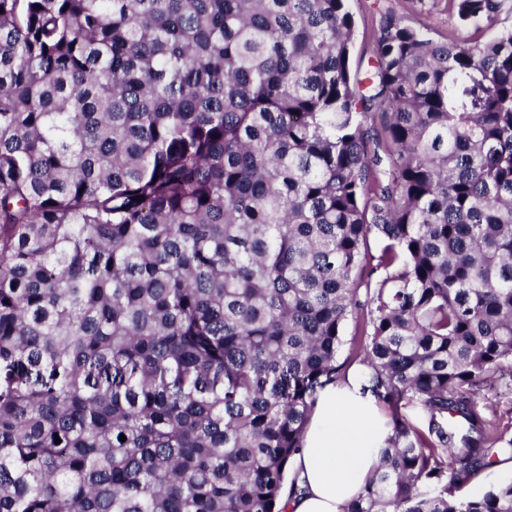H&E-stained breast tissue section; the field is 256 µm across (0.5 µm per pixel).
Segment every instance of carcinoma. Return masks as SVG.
I'll return each instance as SVG.
<instances>
[{"label": "carcinoma", "instance_id": "obj_1", "mask_svg": "<svg viewBox=\"0 0 512 512\" xmlns=\"http://www.w3.org/2000/svg\"><path fill=\"white\" fill-rule=\"evenodd\" d=\"M448 11L361 78L349 0H0V512H282L351 319L346 512H512V0ZM476 410L493 426L512 432V380L497 377L492 386L481 385L474 397ZM400 413L416 429L427 432L428 413L419 400L412 397L404 399L401 402ZM507 459V455L499 457V459L497 460L498 463H496L494 467H499L504 470H510L512 472V460L508 461ZM510 471H499L492 468V466H488L481 471L482 487L479 491H475L472 485V483H476L479 480V478H475L472 480V483L470 485L463 487L459 494L471 496L472 494L483 492L486 488H488L491 485L504 481H511L512 473Z\"/></svg>", "mask_w": 512, "mask_h": 512}]
</instances>
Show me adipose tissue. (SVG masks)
<instances>
[{
	"instance_id": "1",
	"label": "adipose tissue",
	"mask_w": 512,
	"mask_h": 512,
	"mask_svg": "<svg viewBox=\"0 0 512 512\" xmlns=\"http://www.w3.org/2000/svg\"><path fill=\"white\" fill-rule=\"evenodd\" d=\"M389 431L375 394L355 376L320 387L289 469L298 492L284 495L285 512H346L375 470Z\"/></svg>"
}]
</instances>
